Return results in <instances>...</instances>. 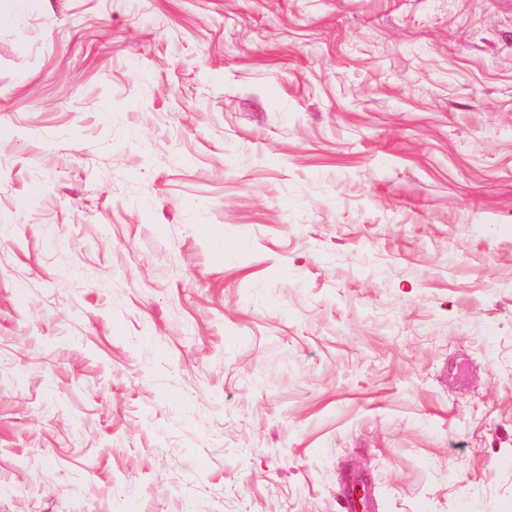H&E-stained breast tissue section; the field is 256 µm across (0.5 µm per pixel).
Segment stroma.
I'll use <instances>...</instances> for the list:
<instances>
[{"label":"stroma","mask_w":512,"mask_h":512,"mask_svg":"<svg viewBox=\"0 0 512 512\" xmlns=\"http://www.w3.org/2000/svg\"><path fill=\"white\" fill-rule=\"evenodd\" d=\"M357 478L512 512V0L0 22V512H340Z\"/></svg>","instance_id":"35a3bbf8"}]
</instances>
